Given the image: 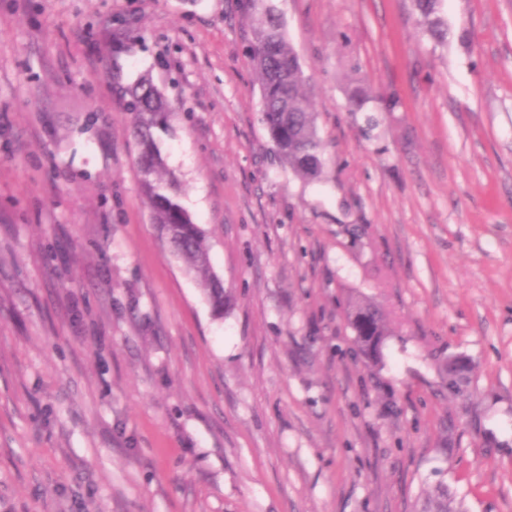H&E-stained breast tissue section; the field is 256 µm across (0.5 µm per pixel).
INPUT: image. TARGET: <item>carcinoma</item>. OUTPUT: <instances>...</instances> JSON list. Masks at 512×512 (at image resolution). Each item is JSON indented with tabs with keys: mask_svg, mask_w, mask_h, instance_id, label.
<instances>
[{
	"mask_svg": "<svg viewBox=\"0 0 512 512\" xmlns=\"http://www.w3.org/2000/svg\"><path fill=\"white\" fill-rule=\"evenodd\" d=\"M412 2L433 44L447 43L448 25L439 15L442 0ZM242 9L252 21L249 53L261 93V121L272 151L296 176L318 180L324 172V157L316 113L303 90V71L288 41L282 15L274 0H242ZM124 96L128 97L127 111L132 114L131 133L138 148L141 187L153 223L175 257L201 282L213 309L222 314L230 296L212 273L205 232L181 205L178 180L167 169L156 144L155 130L164 127L165 116L172 108L145 76L126 88ZM346 316L356 350L368 362L378 363L384 342L393 332L388 314L376 302L362 298L349 305ZM465 369L461 360L446 363L444 382L449 390H463ZM415 512L466 510L448 484L439 482L425 491Z\"/></svg>",
	"mask_w": 512,
	"mask_h": 512,
	"instance_id": "obj_1",
	"label": "carcinoma"
}]
</instances>
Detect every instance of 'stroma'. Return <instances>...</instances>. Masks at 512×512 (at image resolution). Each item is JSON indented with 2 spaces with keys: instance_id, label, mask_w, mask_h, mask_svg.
<instances>
[{
  "instance_id": "obj_1",
  "label": "stroma",
  "mask_w": 512,
  "mask_h": 512,
  "mask_svg": "<svg viewBox=\"0 0 512 512\" xmlns=\"http://www.w3.org/2000/svg\"><path fill=\"white\" fill-rule=\"evenodd\" d=\"M275 2L316 181L271 152L241 0H0V512H412L441 478L512 512V0H443L439 47L411 0ZM144 74L220 315L150 221ZM346 316L356 350L368 362L377 364L384 342L393 332L388 314L376 302L362 298L349 305ZM466 364L462 360H452L445 365L444 382L448 390L461 392L467 382L464 374Z\"/></svg>"
}]
</instances>
